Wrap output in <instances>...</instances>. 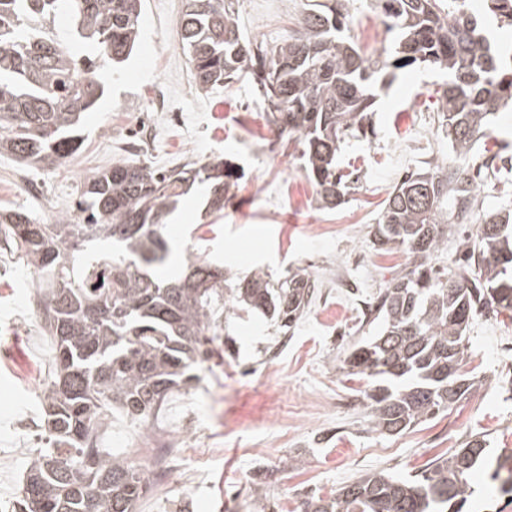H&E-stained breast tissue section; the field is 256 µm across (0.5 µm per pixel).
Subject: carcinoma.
<instances>
[{
  "mask_svg": "<svg viewBox=\"0 0 512 512\" xmlns=\"http://www.w3.org/2000/svg\"><path fill=\"white\" fill-rule=\"evenodd\" d=\"M395 35L390 53L366 56L344 37L346 0H319L296 29L274 41L239 27L240 0H183L177 26L195 84L207 90L248 79L267 106V123L302 145L306 177L319 208L344 203L347 176L336 167L340 144L373 133L376 90L414 66L444 72L436 91L439 128L454 159L407 172L385 201L374 230L380 249H402L407 262L378 296V335L346 356L347 373L367 380L365 430L400 434L447 411L482 386L462 371L466 333L493 307L512 312V209L488 211L462 243L464 267L442 276L432 265L448 250V225L475 215L473 184L496 155L475 164L493 117L512 105V47L485 35L466 0H371ZM65 12L75 37L50 25ZM500 28H512V0H490ZM142 0H0V154L51 169L80 148L83 117L105 91V68L123 62L139 35ZM90 44L96 57L79 54ZM235 166L215 157L170 170L118 163L83 177L81 221L41 224L20 210L0 212V249L17 253L39 281L43 331L53 350L43 392L46 447L32 455L15 512H138L150 488L145 468L99 448L114 412L144 426L198 380L209 337L240 311L273 317L283 331L300 320L315 291L298 268L274 285L261 268L229 285L223 266L190 258L172 267L166 218L196 185L220 214L239 185ZM478 466L512 493V456H492L473 436L408 478L359 476L303 512H463Z\"/></svg>",
  "mask_w": 512,
  "mask_h": 512,
  "instance_id": "obj_1",
  "label": "carcinoma"
}]
</instances>
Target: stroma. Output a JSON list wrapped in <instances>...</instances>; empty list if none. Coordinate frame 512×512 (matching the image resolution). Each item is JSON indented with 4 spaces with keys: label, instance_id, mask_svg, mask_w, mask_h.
<instances>
[{
    "label": "stroma",
    "instance_id": "35a3bbf8",
    "mask_svg": "<svg viewBox=\"0 0 512 512\" xmlns=\"http://www.w3.org/2000/svg\"><path fill=\"white\" fill-rule=\"evenodd\" d=\"M305 2L240 0L239 24L248 36L277 39L294 28ZM181 6L143 0L138 47L87 115L78 154L50 170L0 155V208L25 210L44 224L75 210L90 170L119 162L165 169L224 156L241 174L234 198L216 216L203 188L193 189L168 218L169 241L243 278L261 268L278 283L304 267L318 281L289 334L259 312L229 320L230 347L216 348L202 364L199 382L174 398L160 429L168 436L191 419L179 465L199 478L188 486L154 482L140 512H253L259 484L300 512L308 494H329L369 471L415 474L474 435L486 437L492 454L512 453V313H488L471 326L463 370L481 380L480 390L397 435L364 431L359 391L366 381L341 368L353 346L379 330L363 312L406 262L403 252L373 246L382 202L407 171L451 154L430 108L442 74L424 67L399 72L378 93L375 137L347 140L338 154L341 172L358 176L346 202L297 210L277 185L314 193L298 146L264 143L267 108L248 84L194 88L177 33ZM349 13L345 35L363 54L390 50L392 38L369 0H350ZM36 288L33 270L0 250V448L11 439L31 451L42 445L41 429L15 426L40 416L51 365ZM274 360L282 374L270 379L264 368ZM260 407L278 412V421L252 425ZM297 455L307 458L304 468L277 471L280 458Z\"/></svg>",
    "mask_w": 512,
    "mask_h": 512
}]
</instances>
